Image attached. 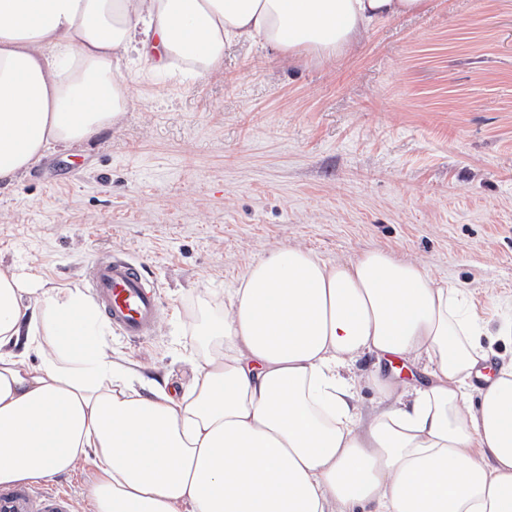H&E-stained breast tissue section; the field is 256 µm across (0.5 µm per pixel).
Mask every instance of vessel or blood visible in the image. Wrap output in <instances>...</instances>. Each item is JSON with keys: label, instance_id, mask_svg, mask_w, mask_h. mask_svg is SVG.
<instances>
[{"label": "vessel or blood", "instance_id": "1", "mask_svg": "<svg viewBox=\"0 0 512 512\" xmlns=\"http://www.w3.org/2000/svg\"><path fill=\"white\" fill-rule=\"evenodd\" d=\"M87 280L112 326L134 339L154 330L159 317L157 293L135 262L121 256L92 260ZM0 512H72V503L52 491L37 494L16 486L0 490Z\"/></svg>", "mask_w": 512, "mask_h": 512}]
</instances>
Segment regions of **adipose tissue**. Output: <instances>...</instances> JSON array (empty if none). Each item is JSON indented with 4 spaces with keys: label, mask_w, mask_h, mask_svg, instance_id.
<instances>
[{
    "label": "adipose tissue",
    "mask_w": 512,
    "mask_h": 512,
    "mask_svg": "<svg viewBox=\"0 0 512 512\" xmlns=\"http://www.w3.org/2000/svg\"><path fill=\"white\" fill-rule=\"evenodd\" d=\"M426 2L0 0V183L117 125L128 56L214 73L260 38L327 58ZM108 334L80 289L0 268V487L90 456L93 512H512V358L491 359L512 319L490 327L421 263L272 250L202 318L209 353L178 393L115 366ZM366 356L367 414L345 374Z\"/></svg>",
    "instance_id": "ef3b65f1"
}]
</instances>
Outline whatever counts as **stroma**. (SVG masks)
Returning a JSON list of instances; mask_svg holds the SVG:
<instances>
[{
	"label": "stroma",
	"instance_id": "1",
	"mask_svg": "<svg viewBox=\"0 0 512 512\" xmlns=\"http://www.w3.org/2000/svg\"><path fill=\"white\" fill-rule=\"evenodd\" d=\"M123 77L112 130L50 149L0 187V267L85 288L88 262H139L160 297L151 337L111 330L118 364L186 384L247 266L293 245L325 260L371 248L512 317V0H427L331 58L231 43L219 71ZM92 460L52 480L89 512Z\"/></svg>",
	"mask_w": 512,
	"mask_h": 512
}]
</instances>
